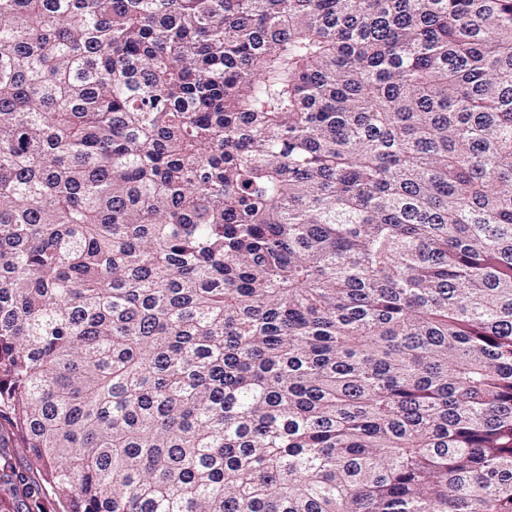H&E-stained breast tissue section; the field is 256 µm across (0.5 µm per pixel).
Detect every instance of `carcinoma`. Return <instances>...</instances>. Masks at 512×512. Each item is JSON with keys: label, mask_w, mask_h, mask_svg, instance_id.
Here are the masks:
<instances>
[{"label": "carcinoma", "mask_w": 512, "mask_h": 512, "mask_svg": "<svg viewBox=\"0 0 512 512\" xmlns=\"http://www.w3.org/2000/svg\"><path fill=\"white\" fill-rule=\"evenodd\" d=\"M44 485L512 512V0H0V491Z\"/></svg>", "instance_id": "1"}]
</instances>
